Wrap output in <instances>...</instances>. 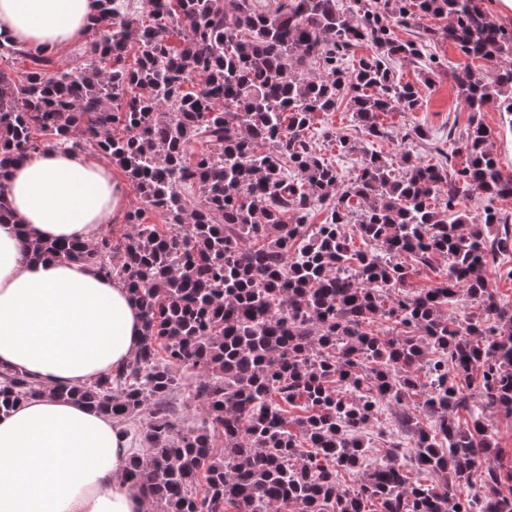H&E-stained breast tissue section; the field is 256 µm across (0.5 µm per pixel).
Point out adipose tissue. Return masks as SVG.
<instances>
[{
  "label": "adipose tissue",
  "instance_id": "adipose-tissue-1",
  "mask_svg": "<svg viewBox=\"0 0 512 512\" xmlns=\"http://www.w3.org/2000/svg\"><path fill=\"white\" fill-rule=\"evenodd\" d=\"M98 0H0V34L56 50L94 35ZM0 193V371H22L38 394L0 415V512H149L130 485L128 439L111 416L60 397L121 370L140 347V308L94 267L33 260L29 240L95 241L119 218L125 189L110 165L44 149L15 163Z\"/></svg>",
  "mask_w": 512,
  "mask_h": 512
}]
</instances>
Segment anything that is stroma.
<instances>
[{"mask_svg": "<svg viewBox=\"0 0 512 512\" xmlns=\"http://www.w3.org/2000/svg\"><path fill=\"white\" fill-rule=\"evenodd\" d=\"M443 26L442 20L425 17L410 20L407 26L396 30L397 36L404 40L417 39L426 31H434L435 36L428 43V53L440 63L441 70L432 83L427 84L423 81L420 64L407 60L393 62L392 67L400 81L418 86L422 104L414 112H388L381 115L380 120L389 133L388 138L367 137L347 108L318 113L307 137L326 158L335 162L344 178L354 176L362 163L363 152L367 149L382 154L393 165H400L401 152L397 141L408 128L416 125L424 127L427 138L413 144L412 151L422 159H430L432 146L451 148L449 133L464 132L473 118L480 120L492 131L502 172L512 176V114L501 112L495 102L484 107L482 112H468L458 88L449 77L451 71L465 67L468 59L442 36ZM340 135L355 143L356 151L348 154L339 152L336 138Z\"/></svg>", "mask_w": 512, "mask_h": 512, "instance_id": "1", "label": "stroma"}]
</instances>
